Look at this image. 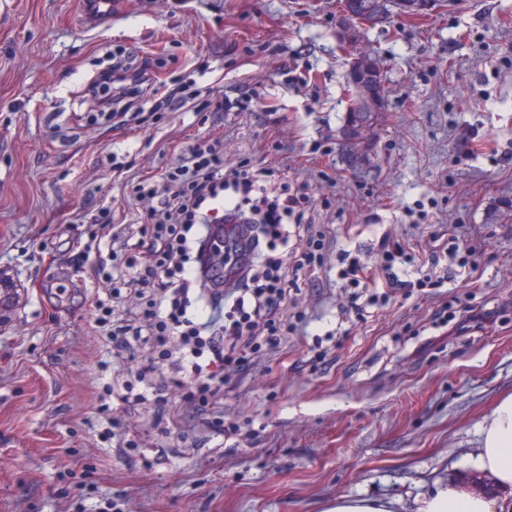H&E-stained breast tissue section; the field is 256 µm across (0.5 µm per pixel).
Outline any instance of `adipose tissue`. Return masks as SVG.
I'll return each mask as SVG.
<instances>
[{
  "instance_id": "ef3b65f1",
  "label": "adipose tissue",
  "mask_w": 512,
  "mask_h": 512,
  "mask_svg": "<svg viewBox=\"0 0 512 512\" xmlns=\"http://www.w3.org/2000/svg\"><path fill=\"white\" fill-rule=\"evenodd\" d=\"M477 470L501 491H512V395L503 397L480 424ZM416 512H502L497 498L455 481H436L415 501Z\"/></svg>"
}]
</instances>
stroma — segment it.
I'll return each instance as SVG.
<instances>
[{"instance_id":"obj_1","label":"stroma","mask_w":512,"mask_h":512,"mask_svg":"<svg viewBox=\"0 0 512 512\" xmlns=\"http://www.w3.org/2000/svg\"><path fill=\"white\" fill-rule=\"evenodd\" d=\"M338 16L339 0H114L90 26L82 0H0V270L18 284L0 332V512H95L104 496L123 512H325L343 495L413 512L435 480L476 476L479 425L512 394V310L462 331L433 319L452 294L486 312L512 303V0H451L366 30L387 99L359 169L341 152ZM123 46L164 60L155 96L182 77L260 106L113 128L90 80ZM214 143L227 165L285 162L328 198L313 221L330 228L329 266L386 233L428 254L430 224L464 235L477 266L450 291L343 324L346 292L316 274L297 293L306 330L225 371L209 405L185 400L168 369L162 412L102 410L116 368L150 349L117 356L97 335L112 241L74 215L136 223L128 182ZM329 330L325 362L310 364ZM217 416L236 434L210 427Z\"/></svg>"}]
</instances>
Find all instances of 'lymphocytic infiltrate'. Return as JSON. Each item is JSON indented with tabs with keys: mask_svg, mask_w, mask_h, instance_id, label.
I'll list each match as a JSON object with an SVG mask.
<instances>
[{
	"mask_svg": "<svg viewBox=\"0 0 512 512\" xmlns=\"http://www.w3.org/2000/svg\"><path fill=\"white\" fill-rule=\"evenodd\" d=\"M160 68V60L149 55L132 65L116 57L110 69L95 75L93 87L109 90L98 105L113 126L130 125L135 117L145 123L195 99L183 83L164 99H153ZM271 177L265 168L225 166L216 146H191L163 181L144 178L134 185L136 199L152 207L139 241L126 245L125 260L112 270L110 298L94 303L95 329L113 350L150 342L159 358L118 385L122 401L162 408L163 385L156 377L165 362L180 374L185 399L208 404L224 386L225 369H246L251 355L278 347L304 322L293 293L300 279L323 267L330 231L309 218L318 203L309 183L284 177L275 183ZM234 222L237 237L221 239L224 226ZM428 235L435 243L430 271L416 278L407 275L416 261L413 249L393 238L381 237L372 249L375 277L366 274L360 258L341 252L338 278L352 292L349 311L361 318L368 308H385L392 297H423L464 274L471 260L460 252L463 238L436 228ZM214 239L221 263L233 271L227 284L201 262V249ZM125 291L141 303L133 324L116 318L112 306Z\"/></svg>",
	"mask_w": 512,
	"mask_h": 512,
	"instance_id": "f902f5d3",
	"label": "lymphocytic infiltrate"
}]
</instances>
